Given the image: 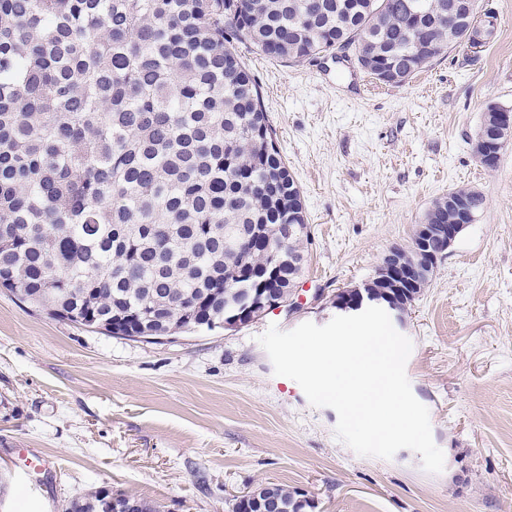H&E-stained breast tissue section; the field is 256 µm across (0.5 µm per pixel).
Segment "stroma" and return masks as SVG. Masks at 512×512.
Here are the masks:
<instances>
[{"label":"stroma","instance_id":"stroma-1","mask_svg":"<svg viewBox=\"0 0 512 512\" xmlns=\"http://www.w3.org/2000/svg\"><path fill=\"white\" fill-rule=\"evenodd\" d=\"M478 43L401 85L353 51L297 64L236 49L261 88L311 228L300 310L157 342L52 318L0 288V512H67L91 490L159 512H233L259 484L302 489L316 512H512V144L487 168L471 141L489 104L512 110V0H479ZM453 188L486 205L395 329L429 410L441 473L421 456L357 455L336 412L275 375L258 343L336 317L337 291L411 245ZM36 453L49 466L27 465Z\"/></svg>","mask_w":512,"mask_h":512}]
</instances>
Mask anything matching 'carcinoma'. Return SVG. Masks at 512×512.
I'll list each match as a JSON object with an SVG mask.
<instances>
[{"label": "carcinoma", "instance_id": "carcinoma-1", "mask_svg": "<svg viewBox=\"0 0 512 512\" xmlns=\"http://www.w3.org/2000/svg\"><path fill=\"white\" fill-rule=\"evenodd\" d=\"M425 13L416 16L414 4ZM245 40L296 64L338 46L407 81L444 51L448 0H0V287L73 324L171 336L239 312L282 241L288 297L309 231ZM427 213L454 224L461 190ZM282 512L307 494L267 483Z\"/></svg>", "mask_w": 512, "mask_h": 512}]
</instances>
